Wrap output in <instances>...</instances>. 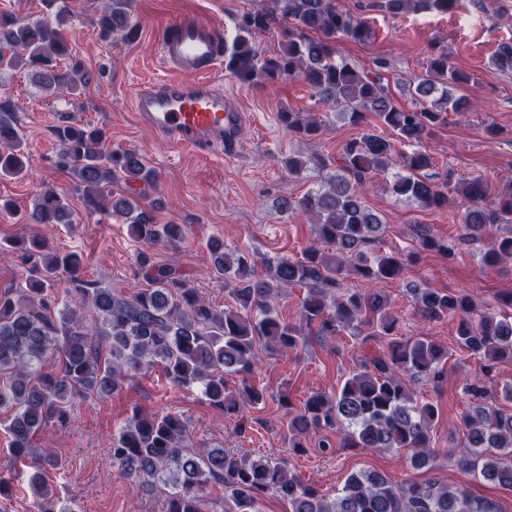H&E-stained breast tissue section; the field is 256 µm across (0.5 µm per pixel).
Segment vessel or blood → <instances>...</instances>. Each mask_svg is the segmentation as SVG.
I'll return each instance as SVG.
<instances>
[{
	"label": "vessel or blood",
	"mask_w": 512,
	"mask_h": 512,
	"mask_svg": "<svg viewBox=\"0 0 512 512\" xmlns=\"http://www.w3.org/2000/svg\"><path fill=\"white\" fill-rule=\"evenodd\" d=\"M223 50L222 35L212 21L188 16L173 22L161 43V56L173 76L137 94L136 121L182 150H234L243 114L209 79Z\"/></svg>",
	"instance_id": "1"
}]
</instances>
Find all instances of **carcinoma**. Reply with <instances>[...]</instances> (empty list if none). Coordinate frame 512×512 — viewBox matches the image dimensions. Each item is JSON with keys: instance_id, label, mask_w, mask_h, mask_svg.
Listing matches in <instances>:
<instances>
[{"instance_id": "obj_1", "label": "carcinoma", "mask_w": 512, "mask_h": 512, "mask_svg": "<svg viewBox=\"0 0 512 512\" xmlns=\"http://www.w3.org/2000/svg\"><path fill=\"white\" fill-rule=\"evenodd\" d=\"M58 0H42L43 16L22 20L0 13V76L33 68L39 86L52 93H74L89 82L80 62L62 67L71 56L67 40L69 15ZM459 0H383L393 15L406 12L447 13ZM296 21L300 35L288 37L279 53L266 56L255 37L270 29L277 17ZM104 39L129 43L139 28L131 19V0H107L92 20ZM232 49L224 51V69L243 83L302 79L318 103L364 132L346 141L334 156L290 154L288 174L317 173L307 193L283 203L287 210L312 216L315 242L300 257L265 258L232 249L224 240L207 242L211 272L224 281L234 304L212 305L189 285L177 268L157 264L147 250L174 245L184 238L183 224H158L142 205L129 198L106 202L108 183L152 184L157 178L132 151L105 149L104 134L69 123L54 129L59 143L56 163L78 180L77 202L85 209L125 218L143 245L139 266L148 287L132 295L82 279V260L75 252L50 249L41 238L14 242L25 273V287L0 292V424L11 437L10 464L32 470L28 488L34 512H73L53 498L45 472L58 460L37 448V436L49 426L70 423L75 400L104 398L124 383L161 368L175 389H198L216 410L237 420L276 398L285 410L288 447L304 451L303 440L320 433L319 448H331L330 434L345 448L406 455L414 469L438 468L431 448V430L438 408L418 400L406 380L440 384L448 349L428 339H398L399 317L391 296L382 290L351 288L354 276L366 282L399 278L404 260L398 252L377 248L385 224L365 203L375 176L397 199L425 209L448 206L449 196L467 202L461 234L450 240L427 230L415 231L423 250L454 258L491 234L495 242L479 250V262L492 269L512 262V181L493 191L480 177L452 181L448 173H431L433 157L424 141L445 124L448 110L467 106L456 90L473 77L453 67L443 45L433 47L425 73L412 88V107H398L386 82L388 64L375 60L369 68L336 57V39L364 43L373 31L367 19L352 14L341 0H263L241 15ZM314 32L310 38L303 32ZM499 71H512V44H503L491 60ZM280 124L299 138L312 139L320 124L310 112L284 109ZM381 123L392 134L369 131ZM28 154L16 115L0 109V179L21 176ZM74 205L46 189L38 193L27 215L30 224H69ZM67 280L73 301L57 309L52 293ZM292 288L306 290L299 322L290 324L278 313L276 299ZM419 319L434 322L457 317V344L483 362L485 371L512 361V294L502 297L503 309L480 305L465 291L445 293L411 285L406 289ZM389 338L383 351L360 356L340 390L315 391L295 409L285 395L249 383L259 368L257 342L284 353L298 349L306 336ZM56 357L57 368L47 359ZM242 377L231 388L227 377ZM471 403L463 413L462 448L452 453L466 476L512 489V413L487 405L488 389L476 377L463 386ZM189 422L180 414L141 410L112 437V460L130 482L157 486L166 492V512H261L267 494L291 505L292 512H500L497 503L474 494L466 485L449 487L432 479L424 483L389 481L376 471L350 474L334 497L323 495L290 467V459L255 452L202 448L190 451ZM224 485L219 509H209L206 490Z\"/></svg>"}]
</instances>
